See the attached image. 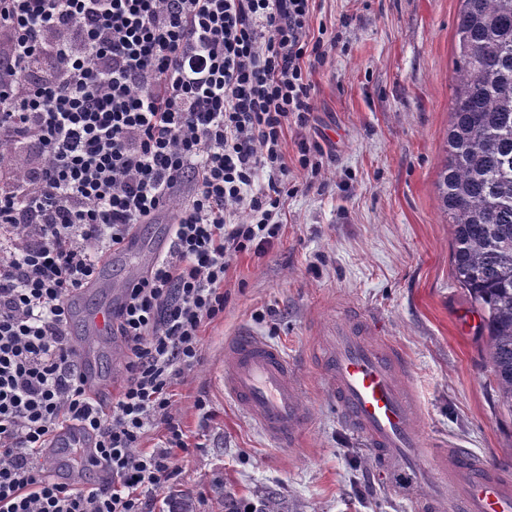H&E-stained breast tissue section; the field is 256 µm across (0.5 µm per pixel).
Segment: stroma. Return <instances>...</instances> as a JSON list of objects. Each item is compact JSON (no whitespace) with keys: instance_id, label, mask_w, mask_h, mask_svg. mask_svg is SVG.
<instances>
[{"instance_id":"35a3bbf8","label":"stroma","mask_w":512,"mask_h":512,"mask_svg":"<svg viewBox=\"0 0 512 512\" xmlns=\"http://www.w3.org/2000/svg\"><path fill=\"white\" fill-rule=\"evenodd\" d=\"M458 0H316L311 31L338 43L312 69L315 110L286 133L281 231L264 255L238 256L224 280V317L176 388L186 466L155 502L222 512L224 492L278 490L299 512H414L377 477L339 416L311 353L348 309L398 345L429 444L453 443L512 467V413L499 402L486 339L451 264L452 227L436 183L446 157ZM324 151L317 177L299 139ZM247 327L296 364L310 422L280 448L224 395V342ZM204 399L208 413L196 408Z\"/></svg>"}]
</instances>
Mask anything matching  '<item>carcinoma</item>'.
Returning a JSON list of instances; mask_svg holds the SVG:
<instances>
[{
    "label": "carcinoma",
    "instance_id": "1",
    "mask_svg": "<svg viewBox=\"0 0 512 512\" xmlns=\"http://www.w3.org/2000/svg\"><path fill=\"white\" fill-rule=\"evenodd\" d=\"M446 159L437 182L453 228L452 266L486 332L490 372L512 408V0H459ZM290 512L268 489L244 508Z\"/></svg>",
    "mask_w": 512,
    "mask_h": 512
}]
</instances>
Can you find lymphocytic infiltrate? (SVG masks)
<instances>
[{"label": "lymphocytic infiltrate", "instance_id": "f902f5d3", "mask_svg": "<svg viewBox=\"0 0 512 512\" xmlns=\"http://www.w3.org/2000/svg\"><path fill=\"white\" fill-rule=\"evenodd\" d=\"M313 0H0V512H149L183 471L173 388L224 317V278L279 236L288 126L335 48ZM169 248L127 284L125 377L87 396L69 299L141 224ZM84 423L104 473L53 482L42 455ZM161 430L157 447L146 436Z\"/></svg>", "mask_w": 512, "mask_h": 512}]
</instances>
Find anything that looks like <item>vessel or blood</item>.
I'll return each mask as SVG.
<instances>
[{"instance_id":"1","label":"vessel or blood","mask_w":512,"mask_h":512,"mask_svg":"<svg viewBox=\"0 0 512 512\" xmlns=\"http://www.w3.org/2000/svg\"><path fill=\"white\" fill-rule=\"evenodd\" d=\"M167 238L144 242L130 234L116 253L156 259ZM123 292L110 295L88 320L90 335L112 330ZM369 318L360 312L337 319L314 355L345 422L366 438L388 490L409 498L416 512H512V475L459 448L421 451L419 404L409 384L402 351L386 340L370 341ZM85 386L99 388V360L89 343L76 348ZM224 393L280 447L295 445L308 416L292 359L280 347L244 328L224 344ZM93 455L94 438L82 425L56 432L48 456L50 475L64 481L73 449Z\"/></svg>"}]
</instances>
